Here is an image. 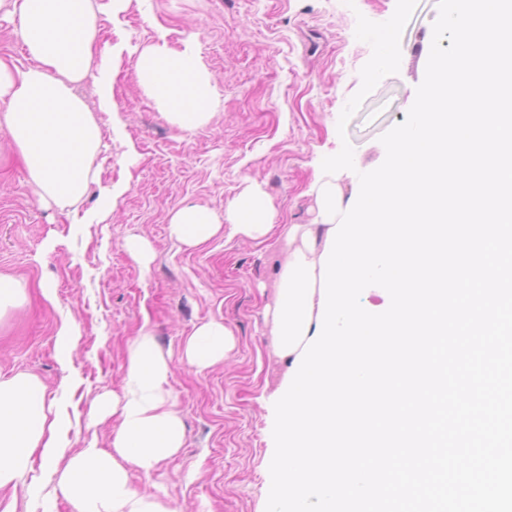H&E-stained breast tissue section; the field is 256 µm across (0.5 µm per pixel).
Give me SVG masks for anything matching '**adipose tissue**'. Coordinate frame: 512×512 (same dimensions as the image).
I'll use <instances>...</instances> for the list:
<instances>
[{
    "label": "adipose tissue",
    "mask_w": 512,
    "mask_h": 512,
    "mask_svg": "<svg viewBox=\"0 0 512 512\" xmlns=\"http://www.w3.org/2000/svg\"><path fill=\"white\" fill-rule=\"evenodd\" d=\"M0 19L17 23L32 60L20 67L0 58V128L19 152L40 202H77L91 179L102 130L73 87L96 79L105 107L112 91L111 70L94 63L99 24L93 2L0 0ZM136 78L172 126L195 130L209 122L213 79L192 43L179 49L164 41L145 47ZM227 214L225 227L210 210L190 204L172 215L168 233L196 248L225 228L255 241L273 229L269 203L254 186L229 204ZM231 347V331L210 320L187 337L183 356L203 371L223 362ZM171 374L170 360L153 333L141 330L128 347L121 395L101 394L95 405L94 420L120 417L111 450L81 449L61 471L50 464L66 447L68 412L48 401L47 388L36 376L0 379V489L24 484L33 490L45 478L76 512H177L164 499L138 492L129 476L133 469L153 470L183 446L182 418L168 390ZM36 455L49 466L40 477L33 473Z\"/></svg>",
    "instance_id": "adipose-tissue-1"
}]
</instances>
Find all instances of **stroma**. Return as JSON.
Segmentation results:
<instances>
[{"label":"stroma","instance_id":"1","mask_svg":"<svg viewBox=\"0 0 512 512\" xmlns=\"http://www.w3.org/2000/svg\"><path fill=\"white\" fill-rule=\"evenodd\" d=\"M396 0H131L99 16L97 54L120 46L112 61L113 109L100 106L93 81L75 92L103 138L97 179L72 205L46 206L7 133L0 129V275L26 284L23 305L0 317V379L38 377L75 422L67 453L109 448L118 422L92 423L95 398L122 387L127 348L151 330L173 364L168 389L186 429L180 453L152 471L132 470L141 493L168 497L179 512H266L274 454V404L291 360L273 345L272 310L288 247L284 229L318 219L325 157L343 143L355 167L335 176L344 198L359 172L382 164L380 138L402 123L423 80L438 0H417L400 38L398 73L384 77L347 122L338 120L361 85L371 47L355 36L358 16L388 20ZM166 34L172 47L193 41L213 76L208 124L181 131L137 84L140 51ZM258 186L273 207L274 231L261 241L220 235L190 248L167 231L187 204L227 223L229 203ZM111 215H102L104 195ZM145 237L154 258L142 268L127 253ZM54 290L53 300L42 295ZM74 320L81 335L61 362L55 334ZM223 321L234 347L223 364L197 371L183 359L199 323ZM74 512L43 482L0 491V512Z\"/></svg>","mask_w":512,"mask_h":512}]
</instances>
